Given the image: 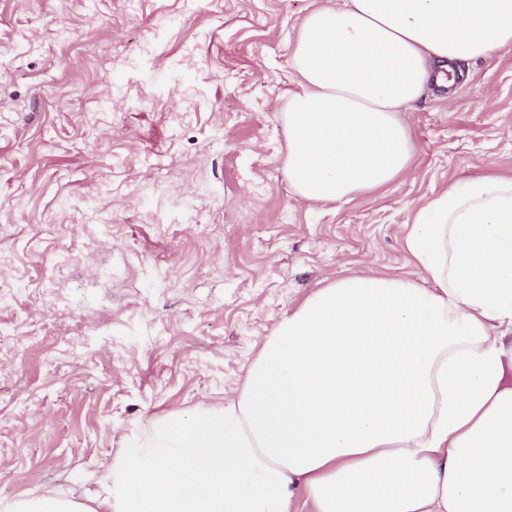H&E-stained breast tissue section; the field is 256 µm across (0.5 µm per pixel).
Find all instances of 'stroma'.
<instances>
[{"label": "stroma", "mask_w": 512, "mask_h": 512, "mask_svg": "<svg viewBox=\"0 0 512 512\" xmlns=\"http://www.w3.org/2000/svg\"><path fill=\"white\" fill-rule=\"evenodd\" d=\"M326 0H0V497H77L170 411L223 402L317 288L416 277L418 205L512 175V46L404 114L407 174L288 187L290 54Z\"/></svg>", "instance_id": "stroma-1"}]
</instances>
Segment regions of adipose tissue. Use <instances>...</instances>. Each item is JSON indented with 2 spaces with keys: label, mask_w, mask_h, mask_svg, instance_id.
Returning a JSON list of instances; mask_svg holds the SVG:
<instances>
[{
  "label": "adipose tissue",
  "mask_w": 512,
  "mask_h": 512,
  "mask_svg": "<svg viewBox=\"0 0 512 512\" xmlns=\"http://www.w3.org/2000/svg\"><path fill=\"white\" fill-rule=\"evenodd\" d=\"M512 45V0H334L290 64L288 185L352 199L407 171L401 114L461 63ZM420 279L356 271L267 336L222 406L150 420L78 498L0 512H512V176L479 174L417 211Z\"/></svg>",
  "instance_id": "ef3b65f1"
}]
</instances>
